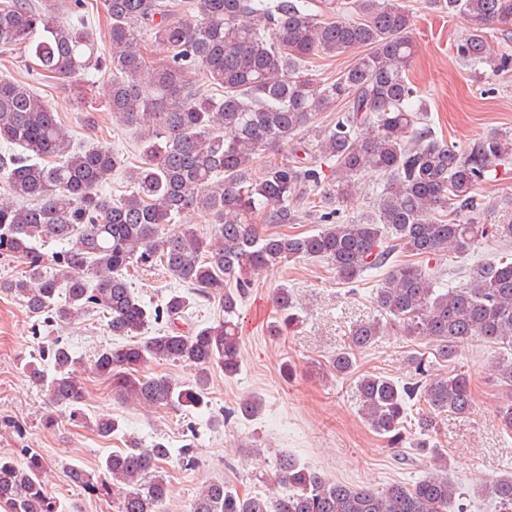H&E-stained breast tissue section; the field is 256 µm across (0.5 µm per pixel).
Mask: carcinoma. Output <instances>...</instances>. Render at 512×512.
Segmentation results:
<instances>
[{
	"instance_id": "cac0c4a2",
	"label": "carcinoma",
	"mask_w": 512,
	"mask_h": 512,
	"mask_svg": "<svg viewBox=\"0 0 512 512\" xmlns=\"http://www.w3.org/2000/svg\"><path fill=\"white\" fill-rule=\"evenodd\" d=\"M104 0L108 46H98L85 21L84 0L0 3V48L25 50L31 71L69 78L91 69L110 71L107 111L134 130L139 159L125 165L118 153L98 144L79 146L52 105L24 81L0 79V140L20 148L0 153V256L24 266L0 277V294L19 300L40 319L73 321L89 309L107 314L114 336L139 337L155 322L185 318L191 297L173 292L147 306L131 290L128 274L161 266L197 296H218L224 318L190 331L179 328L136 343L105 348L88 370L116 378L122 398L143 409L204 405L211 368L232 377L240 370V305L253 276L285 261L326 262L336 277L356 283L372 269L392 270L376 289L379 315L351 326L347 344L329 360L332 371H354L356 354L390 329L427 339L442 361L451 362L480 338L506 350L493 362L505 387L498 411L512 433V257L468 268L467 282L446 283L431 261L467 255L481 239L512 241V224H479L474 192L490 169L512 160V135L492 132L461 150L438 137L408 71L414 56L413 16L401 0ZM438 13L458 15L470 36L456 47L471 66L486 65L488 79L512 65L495 56L486 29L512 31V0H428ZM165 58L148 59L142 35ZM360 54L336 79L312 78L313 58ZM214 85L217 96L201 97L195 78ZM336 116L318 130L316 117ZM288 146L254 173L258 151ZM125 168L128 193L102 194V186ZM330 173H325L324 168ZM381 176L373 211L343 219L339 204L363 192L361 173ZM320 228L309 235L261 232L268 224L301 223L300 204ZM201 211L215 225L203 238L189 225L169 228L175 217ZM51 239L61 250L48 255L38 243ZM400 252L415 258L391 263ZM276 321L282 336L303 324L295 292L277 289ZM52 375L27 363L30 381L86 420L80 408L84 383L71 349L62 342L40 351ZM187 362L199 368L194 383L166 375L145 377L144 363ZM416 381L400 384L365 374L358 380L360 413L378 435L398 443L409 402L425 407L418 428L428 434L435 415H465L472 403L467 375L433 373L418 353L408 357ZM262 404L241 399L224 418H254ZM93 431L107 438L119 420L100 418ZM172 456L163 442L143 447L135 439L101 460L97 478L71 466L72 484L112 497L117 512H164L169 485L161 464ZM495 512H512V475L489 482ZM461 496L448 478V458L432 451L424 479L412 486L350 487L325 479L287 454L275 456L268 494H244L213 480L195 499L193 512H448ZM0 503L9 512H55L44 459L26 452L24 462L0 456Z\"/></svg>"
}]
</instances>
